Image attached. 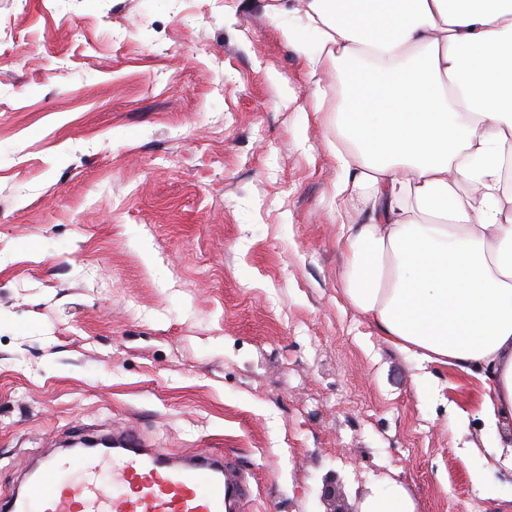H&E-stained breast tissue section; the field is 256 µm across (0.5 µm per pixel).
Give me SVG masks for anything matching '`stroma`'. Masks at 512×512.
I'll return each mask as SVG.
<instances>
[{"label":"stroma","mask_w":512,"mask_h":512,"mask_svg":"<svg viewBox=\"0 0 512 512\" xmlns=\"http://www.w3.org/2000/svg\"><path fill=\"white\" fill-rule=\"evenodd\" d=\"M270 4L0 0V496L53 440L130 424L223 453L240 512L394 482L414 512H512L482 381L343 298L342 91L309 79L297 0Z\"/></svg>","instance_id":"35a3bbf8"}]
</instances>
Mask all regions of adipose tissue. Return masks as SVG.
<instances>
[{
	"label": "adipose tissue",
	"mask_w": 512,
	"mask_h": 512,
	"mask_svg": "<svg viewBox=\"0 0 512 512\" xmlns=\"http://www.w3.org/2000/svg\"><path fill=\"white\" fill-rule=\"evenodd\" d=\"M314 86L352 73L337 113L343 295L421 364L483 380L512 424V0H304Z\"/></svg>",
	"instance_id": "1"
}]
</instances>
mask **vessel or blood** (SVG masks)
Listing matches in <instances>:
<instances>
[{
	"label": "vessel or blood",
	"instance_id": "1",
	"mask_svg": "<svg viewBox=\"0 0 512 512\" xmlns=\"http://www.w3.org/2000/svg\"><path fill=\"white\" fill-rule=\"evenodd\" d=\"M109 451L45 456L0 512H230L244 484L223 455L179 461L134 428Z\"/></svg>",
	"mask_w": 512,
	"mask_h": 512
}]
</instances>
